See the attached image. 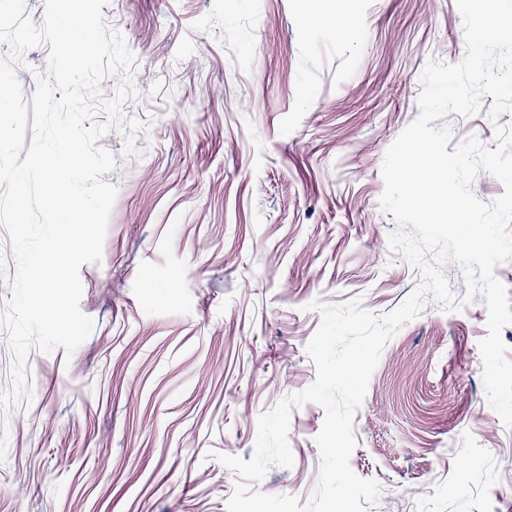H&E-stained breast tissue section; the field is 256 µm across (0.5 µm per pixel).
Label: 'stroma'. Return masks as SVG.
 <instances>
[{
  "instance_id": "1",
  "label": "stroma",
  "mask_w": 512,
  "mask_h": 512,
  "mask_svg": "<svg viewBox=\"0 0 512 512\" xmlns=\"http://www.w3.org/2000/svg\"><path fill=\"white\" fill-rule=\"evenodd\" d=\"M137 62L98 142L115 184L100 263L80 269L94 322L73 353L31 351L30 405L5 419L0 512H226L260 415L316 378L323 305L384 315L419 273L389 246L385 153L418 116L429 61L459 63L456 0H108ZM491 96L442 118L495 147ZM485 299L420 315L386 345L354 418L370 512H512V429L489 407ZM323 408L293 410L294 463L255 490L307 501Z\"/></svg>"
}]
</instances>
